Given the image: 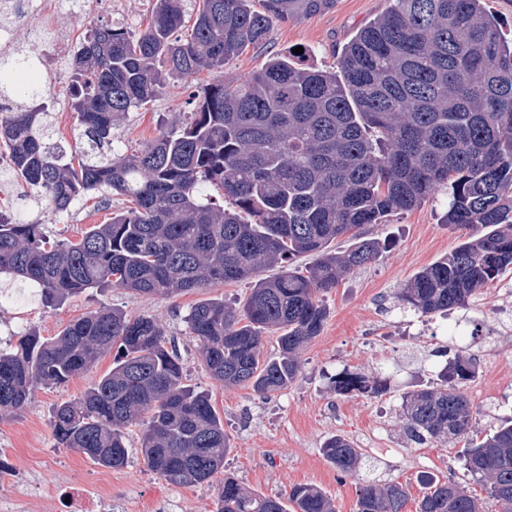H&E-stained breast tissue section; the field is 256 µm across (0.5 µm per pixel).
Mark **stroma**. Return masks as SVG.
I'll return each mask as SVG.
<instances>
[{
	"label": "stroma",
	"instance_id": "stroma-1",
	"mask_svg": "<svg viewBox=\"0 0 512 512\" xmlns=\"http://www.w3.org/2000/svg\"><path fill=\"white\" fill-rule=\"evenodd\" d=\"M388 5V0H336L328 12L277 23L264 47L248 49L225 63L224 77L245 80L272 55L299 46L308 63L335 69L344 46ZM153 9V0H103L86 16L62 12L48 23L40 15L21 12L13 21L11 38L14 45L26 48L33 28L67 29L77 39L89 28L113 23L138 30L149 22ZM41 79L63 108L57 140L63 148H71L77 115L66 108V63L43 71ZM189 93L185 80L172 79L152 103L128 112L116 128L122 148L133 151L154 139L159 120L184 119L193 109ZM21 193L19 186L0 184V212L25 211L29 220L43 222L54 239H77L90 225L108 222L122 206L118 196L107 201L93 198L56 216L23 199ZM445 210L446 198L439 193L386 223L365 226L367 237L382 245L379 256L346 274L324 294L329 316L322 332L305 348L296 378L267 398L247 387L215 382L183 321L190 306L203 299L218 297L229 304H243L251 288L247 281L175 297H144L120 288L90 290L56 307L4 298L0 300V345L28 329L43 338L57 336L73 320L94 310L118 308L131 318L149 315L163 326L179 353L187 384L209 394L228 440L224 471L248 491L285 495L294 486L310 485L332 499L336 512H356L359 480L338 479L321 453L325 439L340 435L366 449L370 480L408 487L404 512H415L423 484L430 479H453L479 495L482 486L464 466L469 439L418 448L406 444L403 435L400 396L437 385L444 360L435 351L444 346L477 361L475 376L464 386L474 412L471 439H481L512 418V272L485 287L468 309L445 317L403 314L394 307L399 288L459 244L462 231L443 223ZM111 367V354H104L80 377L60 386L37 388L21 411L0 416V462L17 474L16 483H0V498L25 494L36 498V512H68L69 488L101 484L112 495V512H212L214 487L175 486L146 466L139 428L127 433L128 460L119 469L104 468L57 445L51 428L53 407L80 397ZM345 369L369 376L386 370L392 389L380 398L338 396L330 379Z\"/></svg>",
	"mask_w": 512,
	"mask_h": 512
}]
</instances>
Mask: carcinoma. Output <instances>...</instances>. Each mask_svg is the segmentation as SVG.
Listing matches in <instances>:
<instances>
[{"label": "carcinoma", "mask_w": 512, "mask_h": 512, "mask_svg": "<svg viewBox=\"0 0 512 512\" xmlns=\"http://www.w3.org/2000/svg\"><path fill=\"white\" fill-rule=\"evenodd\" d=\"M262 2L259 11L252 0H198L188 25L184 0H155L144 29H90L70 55L77 125L68 156L54 142L53 112L27 106L42 87L18 81L34 61L18 47L0 53V98L22 99L0 111V148L11 157L0 168L3 182L23 183L25 199L56 215L90 193L123 201L109 223L75 242L50 240L44 225L20 214L0 219V286L17 301L60 305L89 289L168 296L252 280L242 306L204 299L185 322L215 381L265 398L296 378L304 348L324 327L328 311L316 293L376 259L380 244L362 236L363 226L443 189L444 223L473 229L396 293L405 313L467 308L512 268V42L483 0H389L344 47L337 70L309 67L290 52L244 82H200L185 122L134 153L118 150L120 117L154 100L169 79L220 73L226 61L264 45L274 24L336 5ZM344 235L355 243L330 250ZM302 256L315 258L304 273L295 267ZM267 268L278 273L259 277ZM270 330L280 332L278 354L264 358ZM114 347L112 369L54 407L59 445L119 468L126 430L140 425L147 467L176 486L216 484L214 512H335L312 486L266 496L228 474L216 480L227 450L224 420L208 393L185 383L178 354L151 316L104 309L51 339L22 333L16 347L0 349V416ZM475 371L456 354L446 361V387L403 397L407 442L442 446L469 436L473 411L463 387ZM333 390L378 397L387 380L344 370ZM322 453L341 479L358 476L367 460L338 435ZM466 470L501 512H512V425L471 442ZM408 498L398 482L369 483L357 512H404ZM416 512H480V503L459 483L431 481Z\"/></svg>", "instance_id": "carcinoma-1"}]
</instances>
